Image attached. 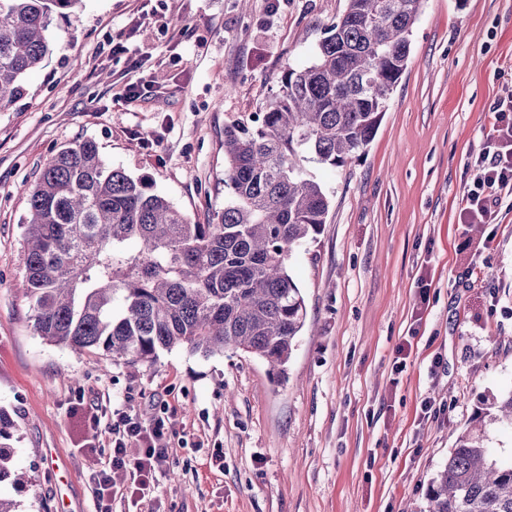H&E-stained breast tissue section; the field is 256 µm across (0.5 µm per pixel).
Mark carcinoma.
Wrapping results in <instances>:
<instances>
[{"label":"carcinoma","mask_w":512,"mask_h":512,"mask_svg":"<svg viewBox=\"0 0 512 512\" xmlns=\"http://www.w3.org/2000/svg\"><path fill=\"white\" fill-rule=\"evenodd\" d=\"M83 0H0V111L54 49L55 20ZM425 0H346L311 59L288 67L252 125L224 127V208L196 224L143 177L73 141L28 191L26 293L45 340L152 364L159 351L226 350L285 376L307 316L290 272L330 199L304 166L343 168L373 139L406 70ZM512 423V392L486 399ZM0 420V482L12 476ZM426 512H512V462L467 431L430 479Z\"/></svg>","instance_id":"cac0c4a2"}]
</instances>
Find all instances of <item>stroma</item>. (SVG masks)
I'll use <instances>...</instances> for the list:
<instances>
[{
	"mask_svg": "<svg viewBox=\"0 0 512 512\" xmlns=\"http://www.w3.org/2000/svg\"><path fill=\"white\" fill-rule=\"evenodd\" d=\"M346 0H84L0 111V409L18 512H96L113 401L166 412L171 464L112 512H419L489 395L512 390V196L461 218L493 108L512 95V0H426L408 66L365 152L308 163L327 222L291 271L307 307L283 382L241 351L154 364L46 341L25 295V185L88 138L191 221L224 207V127L262 112ZM130 83L137 101L118 100ZM406 366L396 371L397 357ZM430 411H423L424 402ZM97 413L88 429L74 403Z\"/></svg>",
	"mask_w": 512,
	"mask_h": 512,
	"instance_id": "obj_1",
	"label": "stroma"
}]
</instances>
